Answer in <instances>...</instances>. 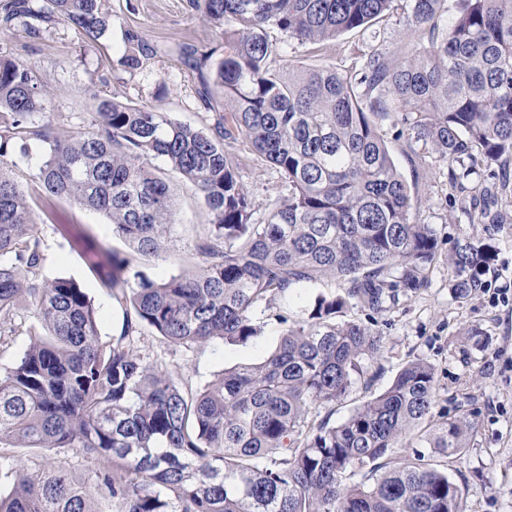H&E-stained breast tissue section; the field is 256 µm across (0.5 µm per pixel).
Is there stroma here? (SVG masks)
<instances>
[{
  "label": "stroma",
  "instance_id": "obj_1",
  "mask_svg": "<svg viewBox=\"0 0 512 512\" xmlns=\"http://www.w3.org/2000/svg\"><path fill=\"white\" fill-rule=\"evenodd\" d=\"M112 26L98 41H90L70 24L57 21L39 34L23 23L0 30V58H21L47 81L59 105L56 115L61 133L71 135L90 128L94 117L86 110L91 93L158 109L197 129L213 131L216 114L201 96L204 78L212 77L224 54V41L215 28L190 6L189 0H107ZM136 33L155 54L141 68L117 66L128 49L129 33ZM284 50L274 67L292 61L304 67L330 66L340 72L355 70L367 47L387 53H407L419 42L401 15L393 13L364 32H346L324 49L290 40L279 30L269 32ZM187 43L206 55L195 69L175 52ZM382 134L391 156L421 206L418 222L437 233L438 256L427 272V283L415 296L399 298L386 311L371 314L353 307L348 318L380 330L385 345L382 370L370 387H356L338 401L333 421L343 420L370 393L387 387L408 361L430 362L437 374V407L448 414L475 413L478 422L473 446L451 463L439 457L460 488L458 512H512V194L490 198L493 180L472 177L464 186L448 180V164L429 157L425 171L413 172L403 138L396 127L384 124ZM256 214H264L288 194L279 171L258 161L240 172ZM175 202L174 223L159 258H138L148 277L160 280L196 263L195 243L208 222L195 193L178 177L170 179ZM45 261L40 274L46 279L77 281L94 302L99 332L108 340L118 335L122 309L113 303L102 276L108 271L109 250L128 251V244L113 235L105 217L77 208L64 200L52 207L36 206ZM470 236L489 242L495 258L481 277L482 286L465 300L455 299L449 288L448 255L458 239ZM327 280L297 289L266 312L261 336L245 344L209 342L190 349L169 345L146 334L141 351L151 360L178 371L183 381L204 386L224 369L261 361L275 346L278 315L294 319L318 294L337 292ZM17 331L0 346V368L12 365L29 347L40 323L34 307L20 304Z\"/></svg>",
  "mask_w": 512,
  "mask_h": 512
}]
</instances>
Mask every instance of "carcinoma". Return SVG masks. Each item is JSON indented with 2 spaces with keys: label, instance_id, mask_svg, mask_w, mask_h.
<instances>
[{
  "label": "carcinoma",
  "instance_id": "carcinoma-1",
  "mask_svg": "<svg viewBox=\"0 0 512 512\" xmlns=\"http://www.w3.org/2000/svg\"><path fill=\"white\" fill-rule=\"evenodd\" d=\"M224 36L208 95L223 102L214 132L167 112L90 95L91 128L59 133V106L25 60L0 59V343L16 332L28 299L47 334L0 370V449L75 451L91 477L46 465L0 495V512H457L460 488L416 452L458 459L471 447L475 415L435 413L434 366L417 359L346 419H309L384 357L383 337L344 318L356 305L385 311L423 288L437 236L415 219L412 198L381 135H407V159L450 165L461 183L512 157V0H464L451 25L448 0H190ZM428 44L401 57L373 47L353 72L330 66L272 67L277 28L326 44L394 12ZM28 31L55 20L97 40L112 23L102 0H5L0 24ZM118 60L136 70L151 53L142 37ZM38 156L32 191L14 179V158ZM288 180V197L254 218L240 181L252 157ZM187 181L209 224L201 264L154 281L111 253L106 285L124 314L104 341L85 289L45 281L35 199L95 210L141 256H161L173 219L168 183ZM493 260L470 237L448 255L450 288L466 299ZM325 278L307 316H278L276 347L257 364L224 371L194 391L141 353L149 329L166 343L245 344L262 334L272 303ZM363 472L358 482H347Z\"/></svg>",
  "mask_w": 512,
  "mask_h": 512
}]
</instances>
